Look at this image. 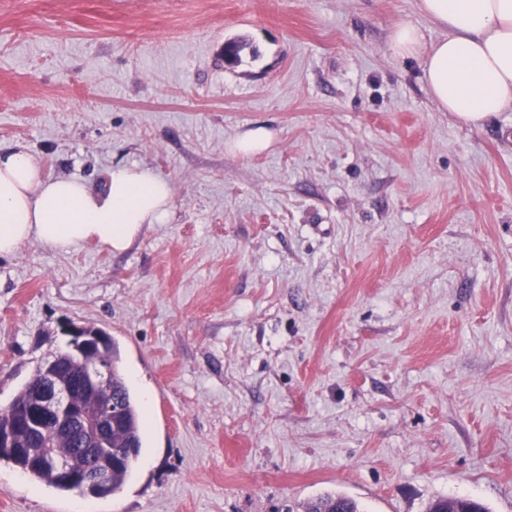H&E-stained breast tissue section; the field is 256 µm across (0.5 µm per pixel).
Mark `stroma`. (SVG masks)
Wrapping results in <instances>:
<instances>
[{
	"mask_svg": "<svg viewBox=\"0 0 512 512\" xmlns=\"http://www.w3.org/2000/svg\"><path fill=\"white\" fill-rule=\"evenodd\" d=\"M401 24L445 34L417 0H0V147L174 194L125 251L0 258V408L71 324L149 401L119 493L2 461L0 512H512V112L441 111ZM270 138L268 131L258 128L239 136L232 147L244 155H251L264 150L268 146ZM6 447V445L0 446V462L6 461L8 463H11L12 465L21 469L24 473L30 475L33 479L42 483H46L47 485L52 486L56 489L68 491L75 488H79L87 491L89 494L93 496L99 497L93 491L87 488L77 487L66 481H63L58 476L54 475L52 470L48 467L34 466L30 464V462L26 458L17 455L14 452L13 448ZM303 512H361L357 503L340 494H325L302 504Z\"/></svg>",
	"mask_w": 512,
	"mask_h": 512,
	"instance_id": "35a3bbf8",
	"label": "stroma"
}]
</instances>
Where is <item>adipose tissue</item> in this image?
Segmentation results:
<instances>
[{
  "mask_svg": "<svg viewBox=\"0 0 512 512\" xmlns=\"http://www.w3.org/2000/svg\"><path fill=\"white\" fill-rule=\"evenodd\" d=\"M446 29L428 43L420 27L397 26L387 49L421 57V80L439 109L476 124L512 111V0H418ZM174 202L170 183L138 165H118L103 188L47 175L26 148L0 152V257L37 243L67 252L93 242L120 252Z\"/></svg>",
  "mask_w": 512,
  "mask_h": 512,
  "instance_id": "ef3b65f1",
  "label": "adipose tissue"
}]
</instances>
